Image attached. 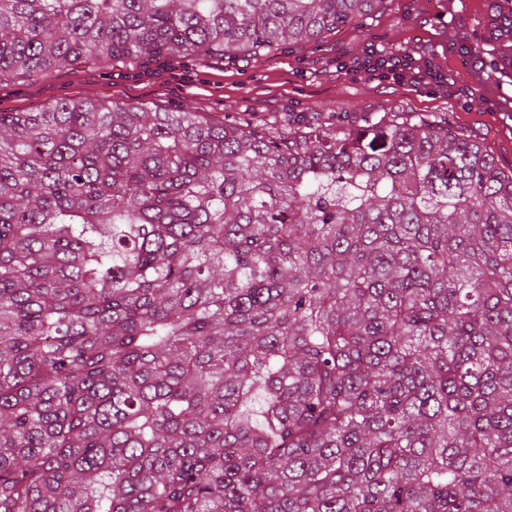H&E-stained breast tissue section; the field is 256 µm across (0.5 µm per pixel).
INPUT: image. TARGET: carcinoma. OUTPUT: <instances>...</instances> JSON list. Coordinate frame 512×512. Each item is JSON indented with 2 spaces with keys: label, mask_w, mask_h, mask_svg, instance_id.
Returning a JSON list of instances; mask_svg holds the SVG:
<instances>
[{
  "label": "carcinoma",
  "mask_w": 512,
  "mask_h": 512,
  "mask_svg": "<svg viewBox=\"0 0 512 512\" xmlns=\"http://www.w3.org/2000/svg\"><path fill=\"white\" fill-rule=\"evenodd\" d=\"M382 2L0 0V83ZM0 512H512V166L408 112H0Z\"/></svg>",
  "instance_id": "cac0c4a2"
}]
</instances>
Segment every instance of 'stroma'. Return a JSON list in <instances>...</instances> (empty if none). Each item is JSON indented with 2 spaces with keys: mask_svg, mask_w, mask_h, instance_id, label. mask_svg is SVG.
Masks as SVG:
<instances>
[{
  "mask_svg": "<svg viewBox=\"0 0 512 512\" xmlns=\"http://www.w3.org/2000/svg\"><path fill=\"white\" fill-rule=\"evenodd\" d=\"M404 55L437 63L453 81L451 95L378 80L361 67L370 56ZM80 97L184 107L228 121L284 113L306 121L332 112L339 122L357 124L369 112L436 115L511 165L512 0H383L361 24L260 56L88 62L48 80L1 82L0 112Z\"/></svg>",
  "mask_w": 512,
  "mask_h": 512,
  "instance_id": "35a3bbf8",
  "label": "stroma"
}]
</instances>
